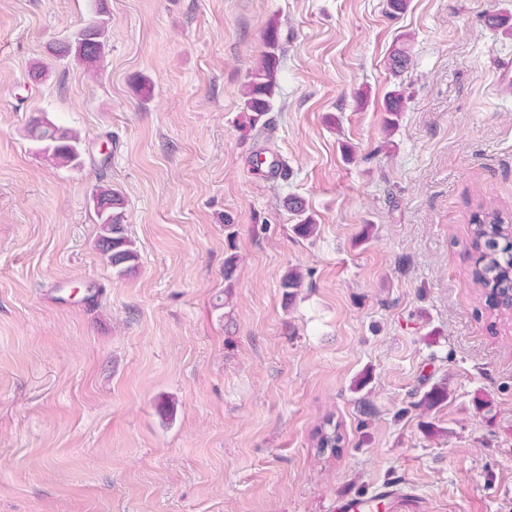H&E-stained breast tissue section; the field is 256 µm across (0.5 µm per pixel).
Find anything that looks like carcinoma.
I'll use <instances>...</instances> for the list:
<instances>
[{"mask_svg":"<svg viewBox=\"0 0 512 512\" xmlns=\"http://www.w3.org/2000/svg\"><path fill=\"white\" fill-rule=\"evenodd\" d=\"M107 25L108 20L103 18L91 20L89 24L74 31L69 40L59 43L55 54L62 60L73 61L90 75L96 74L105 55ZM264 44L265 51L259 63L251 69L245 85L244 111L249 113V124L252 127L273 107L279 65L278 26L269 25ZM409 63L405 52L397 50L389 57L388 69L393 75L399 76L408 68ZM403 108V94L398 90L389 92L384 109L385 128L393 129L398 125ZM27 133L40 144V151L47 160L59 166H81V137L78 132L60 127L46 118L35 117L30 121ZM93 203L100 224L97 241L99 251L117 275L125 276L133 272L138 252L134 242L125 234L123 198L118 192L101 186L94 194ZM287 205L298 217L297 224L293 225L295 234L301 237L312 236L316 224L306 215L303 202L290 197ZM469 223L471 247L475 254L472 281L485 293L489 309L505 311L512 301V238L502 230V225L509 223V220L498 210L481 208L472 213ZM302 284V274L293 268L282 277L280 287L283 295L291 302ZM447 398V389L434 388L420 399L418 406L429 410ZM315 438L318 439L320 449L327 444L335 448L343 441L336 424L329 418L317 429Z\"/></svg>","mask_w":512,"mask_h":512,"instance_id":"cac0c4a2","label":"carcinoma"}]
</instances>
